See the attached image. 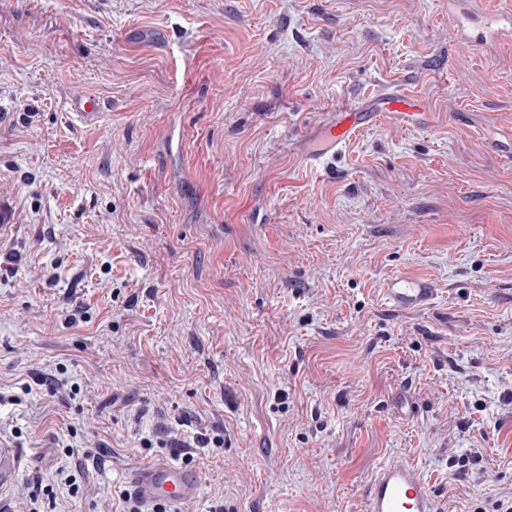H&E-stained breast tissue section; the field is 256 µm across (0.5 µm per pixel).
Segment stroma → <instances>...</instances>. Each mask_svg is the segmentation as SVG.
Wrapping results in <instances>:
<instances>
[{
  "instance_id": "1",
  "label": "stroma",
  "mask_w": 512,
  "mask_h": 512,
  "mask_svg": "<svg viewBox=\"0 0 512 512\" xmlns=\"http://www.w3.org/2000/svg\"><path fill=\"white\" fill-rule=\"evenodd\" d=\"M381 86L432 125L302 165ZM0 202V503L112 512L184 443L181 512H364L394 459L444 512L512 499V42L448 0H0ZM393 275L436 303L392 310ZM68 448L105 458L78 497Z\"/></svg>"
}]
</instances>
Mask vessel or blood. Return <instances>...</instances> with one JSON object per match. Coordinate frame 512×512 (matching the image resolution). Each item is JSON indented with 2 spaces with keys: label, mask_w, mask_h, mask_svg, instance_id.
<instances>
[{
  "label": "vessel or blood",
  "mask_w": 512,
  "mask_h": 512,
  "mask_svg": "<svg viewBox=\"0 0 512 512\" xmlns=\"http://www.w3.org/2000/svg\"><path fill=\"white\" fill-rule=\"evenodd\" d=\"M512 35V9L504 8L483 18V30L476 41L492 45ZM396 116L405 123L423 126L429 120L416 97L387 87L356 107L337 112L321 128V144L307 154L308 167H328L356 133L373 126L382 115ZM385 301L398 310L413 311L431 306L437 289L431 280L395 275L382 286ZM133 493L144 505L181 504L200 493V477L195 470L168 462L154 461L133 468L126 477ZM365 512H442L436 496L421 471L405 460H394L379 468L364 492Z\"/></svg>",
  "instance_id": "1"
}]
</instances>
